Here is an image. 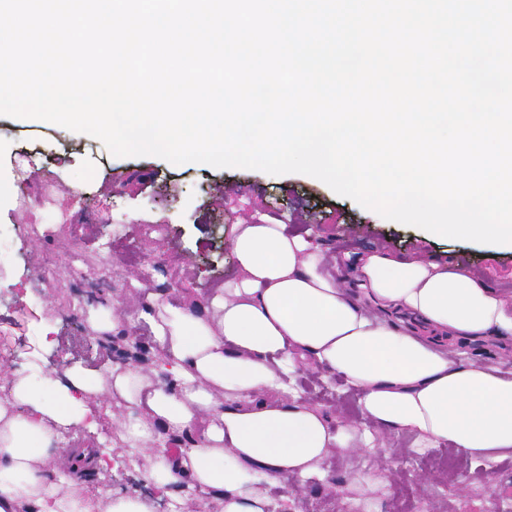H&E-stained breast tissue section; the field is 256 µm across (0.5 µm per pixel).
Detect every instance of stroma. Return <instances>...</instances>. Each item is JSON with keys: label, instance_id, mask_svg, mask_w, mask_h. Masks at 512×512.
I'll list each match as a JSON object with an SVG mask.
<instances>
[{"label": "stroma", "instance_id": "obj_1", "mask_svg": "<svg viewBox=\"0 0 512 512\" xmlns=\"http://www.w3.org/2000/svg\"><path fill=\"white\" fill-rule=\"evenodd\" d=\"M0 348L9 367L29 375L81 366L98 368L119 351L100 345L87 323V286L73 282L70 260L81 255L89 273L111 276L115 296L135 285L199 310L235 268L232 224L249 219L310 232L336 252L379 247L458 264L492 288L512 296V250L446 239L383 218L326 184L302 174L174 165L154 156L118 158L97 138L38 119L0 116ZM52 183V201L36 211L26 194ZM48 226L32 235L29 224ZM136 250L129 265L127 250ZM305 403L335 426L362 427L357 392L341 376L304 361L296 377ZM384 452H336L322 464L325 479L275 495L271 512H338L360 500L367 512H404L402 489H411L421 512H484L497 498L512 504V458L484 465L461 458L454 476L436 468L447 446L417 453L407 431L374 430ZM146 463L124 456L107 480L84 477L90 492L109 487L146 493Z\"/></svg>", "mask_w": 512, "mask_h": 512}]
</instances>
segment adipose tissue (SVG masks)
I'll return each instance as SVG.
<instances>
[{"instance_id":"1","label":"adipose tissue","mask_w":512,"mask_h":512,"mask_svg":"<svg viewBox=\"0 0 512 512\" xmlns=\"http://www.w3.org/2000/svg\"><path fill=\"white\" fill-rule=\"evenodd\" d=\"M236 271L205 312L147 292L137 316L158 350L142 369L72 367L0 380V512H153L135 493L88 492L79 464L105 471L121 455L91 437L105 399L123 453L144 457L171 512H270L271 488L320 476L333 451L364 450L357 429L333 428L289 381L299 361L340 372L364 418L494 462L512 457V372L450 356L431 340L512 338V302L458 266L370 249L346 254L352 278L324 274L326 254L273 222L237 223ZM85 433L63 448L67 433Z\"/></svg>"}]
</instances>
